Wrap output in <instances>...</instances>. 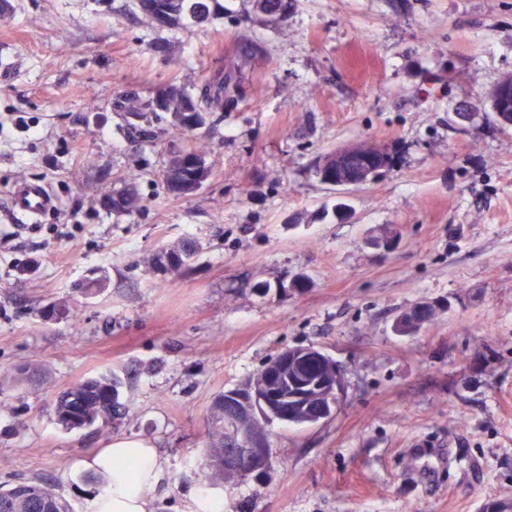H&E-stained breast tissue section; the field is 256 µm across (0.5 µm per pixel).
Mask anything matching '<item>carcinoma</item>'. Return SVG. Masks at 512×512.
I'll return each instance as SVG.
<instances>
[{
    "instance_id": "carcinoma-1",
    "label": "carcinoma",
    "mask_w": 512,
    "mask_h": 512,
    "mask_svg": "<svg viewBox=\"0 0 512 512\" xmlns=\"http://www.w3.org/2000/svg\"><path fill=\"white\" fill-rule=\"evenodd\" d=\"M199 0H180L181 19H190L194 23H204L197 8ZM496 89L500 90V117L497 121L504 126H512V77L502 80ZM165 96L167 111L178 115L184 111L199 108L206 115H211L213 104L223 101V86H218L214 94H206L201 102L195 104L179 87L170 83L161 88ZM115 107L128 115L140 120L146 118V113L154 112L152 102L142 103L135 93L121 94L116 99ZM172 129L179 138L185 141L182 148L184 159L172 160L163 167L162 177L167 190L174 196H188L197 192L194 188L196 176L201 171L194 161H205L211 148L208 132L196 130L184 124L173 123ZM99 199H107L112 203V213L132 216L142 207V199L132 188L103 189ZM196 249L192 243H183L177 247L162 250L156 254L152 267H161L166 271L180 272L182 254ZM107 277L103 274H93L78 286V291L91 295L106 287ZM48 318L65 317L70 321L72 336L80 339L83 326L75 311L66 303H58L44 310ZM434 316L432 306L414 307L401 315L397 322L400 332L411 334L423 325L431 322ZM332 373L330 363L321 356L305 353L294 359L284 370L272 365H264L258 374L267 381L266 393L272 398L290 396V399L280 402L285 414L286 423L299 425L312 421L321 413L328 400L318 386L326 382ZM54 413L57 422L65 429L90 426L103 418L125 417L129 407L120 398V382L115 377L106 375L88 377L73 384L61 392L54 403ZM247 413L245 405L234 397L219 394L212 407V418L209 422V441L204 449L208 470L205 479L210 482H224V449L233 446L232 436L225 427V421L230 415L244 416ZM0 512H70L68 503L42 480L35 478L0 486Z\"/></svg>"
}]
</instances>
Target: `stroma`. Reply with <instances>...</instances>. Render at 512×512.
Segmentation results:
<instances>
[{
    "label": "stroma",
    "instance_id": "obj_1",
    "mask_svg": "<svg viewBox=\"0 0 512 512\" xmlns=\"http://www.w3.org/2000/svg\"><path fill=\"white\" fill-rule=\"evenodd\" d=\"M221 2L208 23L173 28L134 0H10L0 17V483L35 476L91 512L101 482L80 462L127 434L165 459L154 512L512 500V127L488 98L512 76V0H288L272 22L253 0ZM221 80L210 177L174 197L169 116L141 139L112 102L169 83L196 98ZM364 139L393 167L358 187L319 181L320 159ZM28 180L57 207L18 226L6 195ZM130 183L139 213L99 205V185ZM186 240L200 250L185 272L152 270ZM96 269L107 287L81 295ZM54 302L79 312L81 339L43 315ZM419 304L432 323L396 333ZM307 347L342 369L334 413L273 422L267 474L208 485L215 397ZM30 358L48 383L11 381ZM109 373L129 417L59 425L57 394Z\"/></svg>",
    "mask_w": 512,
    "mask_h": 512
}]
</instances>
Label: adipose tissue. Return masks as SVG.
<instances>
[{"label":"adipose tissue","mask_w":512,"mask_h":512,"mask_svg":"<svg viewBox=\"0 0 512 512\" xmlns=\"http://www.w3.org/2000/svg\"><path fill=\"white\" fill-rule=\"evenodd\" d=\"M125 461L136 463L134 477L122 472L120 465ZM83 464L105 480L92 502V512H152L153 496L164 477L162 456L152 443L116 437L108 448L84 459Z\"/></svg>","instance_id":"obj_1"}]
</instances>
